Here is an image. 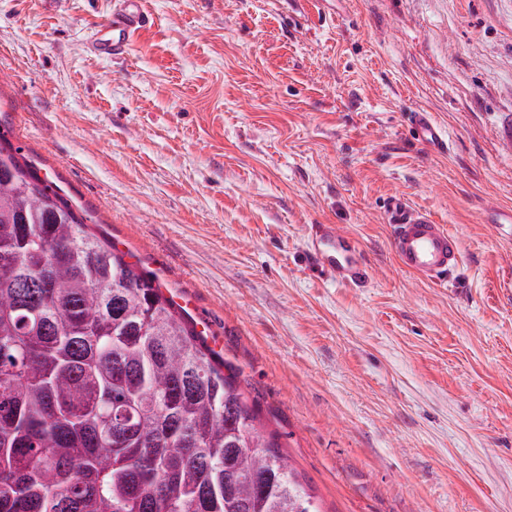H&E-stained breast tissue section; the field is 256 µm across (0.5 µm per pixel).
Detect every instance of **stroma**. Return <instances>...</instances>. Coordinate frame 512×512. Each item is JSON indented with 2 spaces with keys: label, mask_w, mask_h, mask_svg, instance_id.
<instances>
[{
  "label": "stroma",
  "mask_w": 512,
  "mask_h": 512,
  "mask_svg": "<svg viewBox=\"0 0 512 512\" xmlns=\"http://www.w3.org/2000/svg\"><path fill=\"white\" fill-rule=\"evenodd\" d=\"M0 0V134L225 363L322 512H512V0ZM432 113L447 154L408 125ZM394 194L461 244L404 271ZM352 235L361 287L311 267ZM115 3L111 16L91 41L92 51L106 57L126 54L134 35L149 22L141 9V0H116ZM312 266L328 280L360 286L370 277L361 248L334 224H316L307 247Z\"/></svg>",
  "instance_id": "obj_1"
}]
</instances>
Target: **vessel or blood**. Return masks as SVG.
Masks as SVG:
<instances>
[{
    "instance_id": "b4317fda",
    "label": "vessel or blood",
    "mask_w": 512,
    "mask_h": 512,
    "mask_svg": "<svg viewBox=\"0 0 512 512\" xmlns=\"http://www.w3.org/2000/svg\"><path fill=\"white\" fill-rule=\"evenodd\" d=\"M147 23L141 0H116L111 16L97 30L91 49L106 57L124 55L134 35ZM411 125L417 138L432 152H447L448 135L431 113H413ZM384 215L392 226L390 245L400 266L420 281L444 285L462 263L458 239L427 212L401 196L386 200ZM307 252L312 266L330 281L359 286L370 277V267L361 248L336 225H316Z\"/></svg>"
}]
</instances>
